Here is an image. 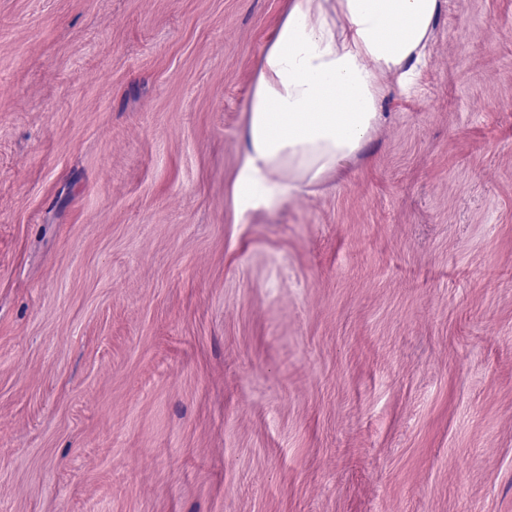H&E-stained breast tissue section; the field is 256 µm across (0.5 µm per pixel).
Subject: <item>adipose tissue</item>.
Listing matches in <instances>:
<instances>
[{
  "mask_svg": "<svg viewBox=\"0 0 512 512\" xmlns=\"http://www.w3.org/2000/svg\"><path fill=\"white\" fill-rule=\"evenodd\" d=\"M439 0H289L264 50L237 193L264 204L339 171L381 119L377 77L409 85L432 41Z\"/></svg>",
  "mask_w": 512,
  "mask_h": 512,
  "instance_id": "adipose-tissue-1",
  "label": "adipose tissue"
}]
</instances>
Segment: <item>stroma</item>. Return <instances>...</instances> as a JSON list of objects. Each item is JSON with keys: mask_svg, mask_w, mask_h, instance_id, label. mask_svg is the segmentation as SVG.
<instances>
[{"mask_svg": "<svg viewBox=\"0 0 512 512\" xmlns=\"http://www.w3.org/2000/svg\"><path fill=\"white\" fill-rule=\"evenodd\" d=\"M439 2L270 208L288 0H0V512H512V0Z\"/></svg>", "mask_w": 512, "mask_h": 512, "instance_id": "35a3bbf8", "label": "stroma"}]
</instances>
